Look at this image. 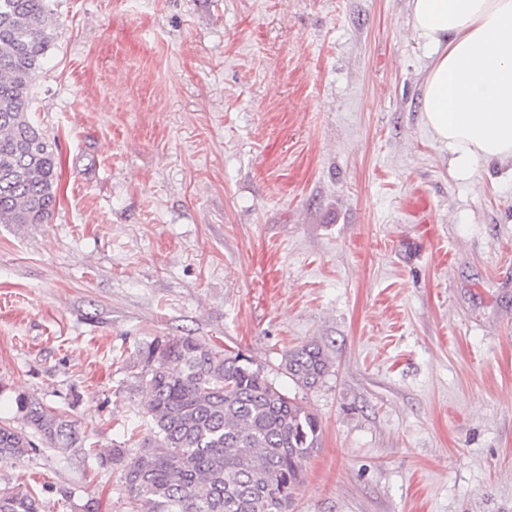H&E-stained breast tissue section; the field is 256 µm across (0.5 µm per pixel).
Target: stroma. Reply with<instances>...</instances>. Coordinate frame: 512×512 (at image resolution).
<instances>
[{"label":"stroma","mask_w":512,"mask_h":512,"mask_svg":"<svg viewBox=\"0 0 512 512\" xmlns=\"http://www.w3.org/2000/svg\"><path fill=\"white\" fill-rule=\"evenodd\" d=\"M48 223L0 224V419L147 436L138 351L242 352L322 426L294 512H512V163L449 170L409 0H51ZM319 343L314 387L282 368ZM0 490L126 512L38 444ZM15 402L18 419L51 447L72 448L77 444L85 445V437H81L76 420H71L26 395H17Z\"/></svg>","instance_id":"1"}]
</instances>
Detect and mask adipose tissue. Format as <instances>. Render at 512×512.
Returning a JSON list of instances; mask_svg holds the SVG:
<instances>
[{
	"label": "adipose tissue",
	"mask_w": 512,
	"mask_h": 512,
	"mask_svg": "<svg viewBox=\"0 0 512 512\" xmlns=\"http://www.w3.org/2000/svg\"><path fill=\"white\" fill-rule=\"evenodd\" d=\"M430 50L424 118L467 178L480 160L512 161V0H409Z\"/></svg>",
	"instance_id": "1"
}]
</instances>
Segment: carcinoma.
I'll return each mask as SVG.
<instances>
[{
	"label": "carcinoma",
	"instance_id": "carcinoma-1",
	"mask_svg": "<svg viewBox=\"0 0 512 512\" xmlns=\"http://www.w3.org/2000/svg\"><path fill=\"white\" fill-rule=\"evenodd\" d=\"M57 35L49 0H0V224H45L56 205L58 157L32 120L33 86ZM151 435L136 452L86 453L122 472L129 512H291L318 419L241 354L192 336L139 350ZM330 360L317 344L288 352L284 369L311 388ZM18 419L54 448L84 445L77 421L26 395ZM29 437L0 423V461L26 457ZM0 512H42L29 491L0 494Z\"/></svg>",
	"mask_w": 512,
	"mask_h": 512
}]
</instances>
